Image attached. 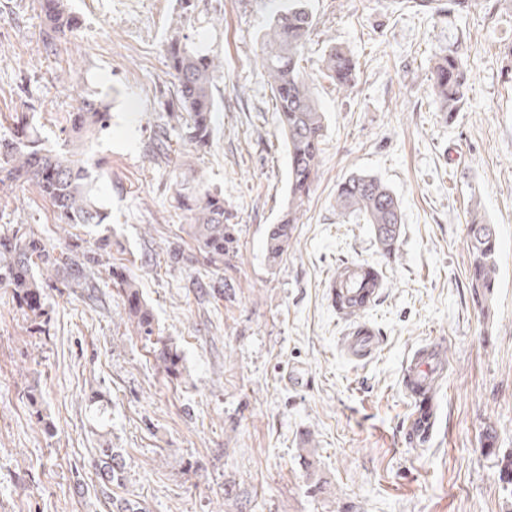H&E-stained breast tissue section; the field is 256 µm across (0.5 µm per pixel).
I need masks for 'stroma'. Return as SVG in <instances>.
I'll return each instance as SVG.
<instances>
[{"mask_svg":"<svg viewBox=\"0 0 512 512\" xmlns=\"http://www.w3.org/2000/svg\"><path fill=\"white\" fill-rule=\"evenodd\" d=\"M184 32L224 63L209 149L163 135L172 91L164 48L178 0H68L75 33L46 53L38 0H0V139L27 116L60 149L78 97L112 103L88 147L107 224L77 226L116 240L113 266L135 277L163 338L184 354L173 380L124 322L104 268L95 297L39 270L48 335L31 336L0 288V512H106L95 462L120 449L129 490L149 512H512L497 459L480 444L494 426L512 452V0H308L313 31L303 66L326 116L317 180L292 244L268 265L264 242L288 202V153L275 100L257 65L273 0H192ZM461 43L468 100L446 117L429 94L434 50ZM351 50L355 83L323 74L331 46ZM195 170L224 196L239 254L219 272L174 266L182 232L173 168ZM399 198V249L387 256L371 225L338 215L353 174ZM496 228L497 285L487 313L470 294V209ZM34 227L48 243L59 220L34 186L0 199V229ZM379 264L385 286L360 319L336 314L329 284L346 263ZM231 284L223 293L219 282ZM381 348L348 360L355 322ZM444 340L436 428L404 442L410 403L400 386L411 353ZM319 493H311V483ZM244 496L224 497L225 486Z\"/></svg>","mask_w":512,"mask_h":512,"instance_id":"1","label":"stroma"}]
</instances>
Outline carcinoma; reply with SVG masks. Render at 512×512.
I'll return each instance as SVG.
<instances>
[{"label": "carcinoma", "instance_id": "obj_1", "mask_svg": "<svg viewBox=\"0 0 512 512\" xmlns=\"http://www.w3.org/2000/svg\"><path fill=\"white\" fill-rule=\"evenodd\" d=\"M42 41L54 49L56 42L76 28L67 0H39ZM192 7L181 0L182 13L165 45L173 97L166 104L167 118L180 137L201 151L213 141V74L223 62L199 53L183 34V21ZM313 18L306 0H282L274 10L263 35L258 54L263 76L276 101L277 120L288 152V206L278 223L270 225L265 237V257L276 264L287 251L294 225L301 219L302 206L315 182L325 140L326 117L317 106L304 68V49ZM323 68L339 89L353 87L356 62L346 50L331 46L323 56ZM429 81L430 94L442 112L453 116L468 99L469 71L465 53L455 46L435 52ZM111 103L85 98L77 111L69 113L66 143L72 149L43 147L40 133L25 117L18 118L14 138L0 140V192L8 193L24 184L33 185L68 225L97 226L107 213L96 195V175L82 158L80 149L104 132L111 120ZM176 201L186 212L184 232L194 242V252L181 246L169 249L175 265L200 262L218 271L236 253V225L226 223L224 196L210 190L197 176L174 173ZM336 209L358 213L372 225L375 237L387 254L397 250L402 224L399 199L372 175L346 178L336 192ZM497 235L494 225L471 217L467 224L466 247L471 261V288L476 298L488 300L496 288ZM112 239L98 238L94 245L79 243L49 246L33 228L23 224L0 232V288L11 291L35 336L47 332L44 319V287L34 270L52 267L61 273L66 288H83L87 298L94 294L92 268L111 258ZM113 285L121 297L123 311L135 335L150 346L155 361L172 378L184 371L182 352L164 340L156 328L153 310L135 278L112 271ZM102 493L112 504V512H148L145 503L126 491L124 457L115 448H103L97 459ZM498 477L512 489V453L498 459Z\"/></svg>", "mask_w": 512, "mask_h": 512}]
</instances>
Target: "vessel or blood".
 <instances>
[{"instance_id": "vessel-or-blood-1", "label": "vessel or blood", "mask_w": 512, "mask_h": 512, "mask_svg": "<svg viewBox=\"0 0 512 512\" xmlns=\"http://www.w3.org/2000/svg\"><path fill=\"white\" fill-rule=\"evenodd\" d=\"M382 283L383 271L375 264L363 262L344 266L340 277L329 284L331 303L336 312L345 317L351 312L366 310L376 303ZM380 346L376 331L366 323L356 325L341 341L344 355L355 362L370 359ZM444 366L445 347L437 341L416 349L402 366V388L414 409L406 426L409 440L426 442L434 430L435 387Z\"/></svg>"}]
</instances>
